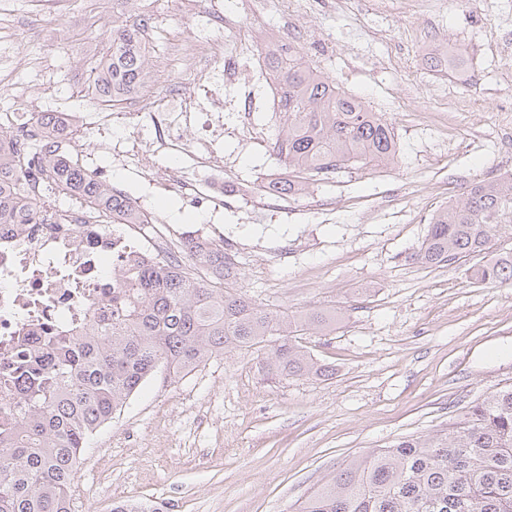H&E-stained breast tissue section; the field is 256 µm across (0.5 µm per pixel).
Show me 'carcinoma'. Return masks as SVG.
<instances>
[{"mask_svg": "<svg viewBox=\"0 0 512 512\" xmlns=\"http://www.w3.org/2000/svg\"><path fill=\"white\" fill-rule=\"evenodd\" d=\"M112 10L107 53L92 69L91 94L112 106L148 86L153 63L148 22L129 9ZM455 72L448 48L432 56ZM282 118L271 140L288 168L260 190L301 194L313 178L349 163L394 165L399 148L392 124L311 68L300 54H273ZM0 128V225L33 224L40 207L16 196L22 173L3 146ZM48 191L60 184L102 220L145 223L134 199L42 146ZM512 224V174L481 179L432 220L416 259L449 265L485 253L494 232ZM237 263L224 246L204 241L178 259L117 271L112 317L94 316L66 336L23 343L0 381V512H73L74 474L90 437L112 420L148 377L161 370L175 380L213 356L238 347L263 352L278 379L321 375L325 368L297 337L336 327V315L298 316L267 310L237 288ZM482 283L512 281V252L476 264ZM112 512H165L157 505L112 502ZM301 512H512V384L463 408L432 436L406 437L352 459L307 498Z\"/></svg>", "mask_w": 512, "mask_h": 512, "instance_id": "obj_1", "label": "carcinoma"}]
</instances>
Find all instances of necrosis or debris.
<instances>
[{"mask_svg": "<svg viewBox=\"0 0 512 512\" xmlns=\"http://www.w3.org/2000/svg\"><path fill=\"white\" fill-rule=\"evenodd\" d=\"M200 25L190 54L182 56L176 76L162 92L144 90L127 100L125 111L97 112L85 117L77 112L82 132H94L93 149L110 154L149 184L192 202L223 205L217 185L205 175L222 172L224 155L217 144L224 132V115L236 113L238 130L254 131L253 115L262 103L257 86L268 75L259 30L239 34L242 16L261 19L272 11H300L303 0H239L225 9L223 0H184ZM235 33V40L224 37ZM47 100L30 92L13 93L11 112L0 116L15 139L25 168L42 161L37 151L46 131L33 124L31 115L47 107ZM121 121L136 134L129 150L112 139L113 121ZM181 155L175 166L154 169L142 165V149ZM25 199L45 205L43 224H26L0 231V367L6 368L20 353L21 340L42 331L65 333L88 322L91 311L109 308L113 286L112 263L142 264L166 255L175 241H188L189 232L167 224H110L100 226L92 209L75 196L62 193L46 204L41 181L21 182Z\"/></svg>", "mask_w": 512, "mask_h": 512, "instance_id": "necrosis-or-debris-1", "label": "necrosis or debris"}]
</instances>
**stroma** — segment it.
I'll use <instances>...</instances> for the list:
<instances>
[{"label":"stroma","instance_id":"35a3bbf8","mask_svg":"<svg viewBox=\"0 0 512 512\" xmlns=\"http://www.w3.org/2000/svg\"><path fill=\"white\" fill-rule=\"evenodd\" d=\"M315 0L310 14L272 13L273 33L299 26L308 63L392 122L397 164L356 165L256 211L261 182L284 176L266 147L225 137L224 182L239 194L208 211L157 190L109 157L80 154L101 180L181 229L236 241L238 286L261 306L291 314L335 313L329 335L300 342L332 376L279 380L256 350L210 358L177 380L148 378L91 437L74 478V510L110 512L118 500L168 512H298L328 474L352 457L405 436L434 434L461 408L512 383V283L472 279L474 258L445 267L415 254L438 210L477 180L512 173V39L481 0ZM13 52L45 56L43 72L20 65L10 82L39 80L85 111L94 62L111 42L112 16L85 17L45 0L52 29L81 34V51L34 38L30 0H9ZM155 71L171 69L168 40L190 53L197 27L179 0H154ZM438 26L466 59L463 73L428 67L424 33Z\"/></svg>","mask_w":512,"mask_h":512}]
</instances>
